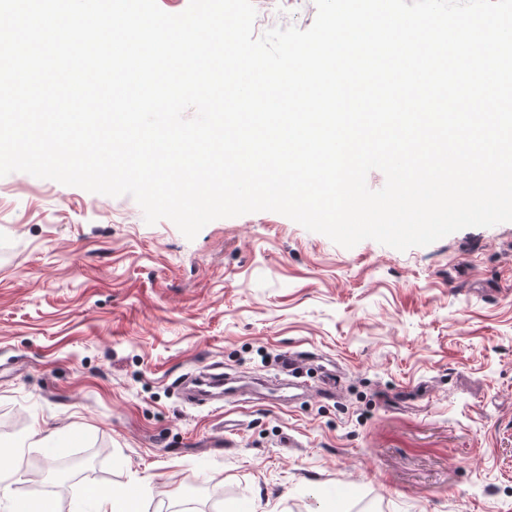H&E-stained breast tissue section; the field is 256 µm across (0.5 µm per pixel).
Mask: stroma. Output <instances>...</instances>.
<instances>
[{"instance_id":"obj_1","label":"stroma","mask_w":512,"mask_h":512,"mask_svg":"<svg viewBox=\"0 0 512 512\" xmlns=\"http://www.w3.org/2000/svg\"><path fill=\"white\" fill-rule=\"evenodd\" d=\"M213 373L239 392L184 400ZM46 428L93 461L58 512L141 480L148 512H512V223L401 252L263 211L189 240L0 177V512L38 500Z\"/></svg>"}]
</instances>
